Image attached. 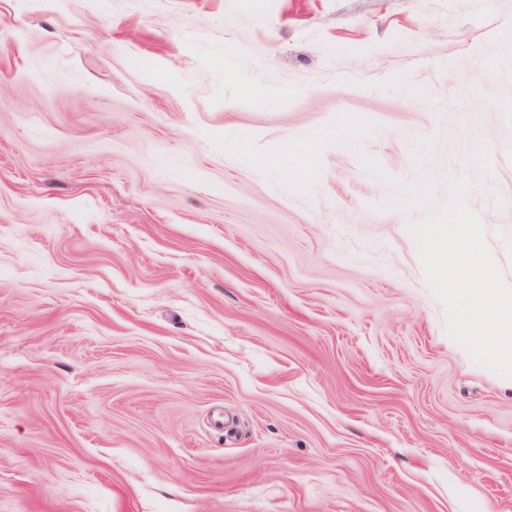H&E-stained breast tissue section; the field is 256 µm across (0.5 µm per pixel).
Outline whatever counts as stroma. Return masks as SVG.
I'll return each instance as SVG.
<instances>
[{
    "label": "stroma",
    "instance_id": "1",
    "mask_svg": "<svg viewBox=\"0 0 512 512\" xmlns=\"http://www.w3.org/2000/svg\"><path fill=\"white\" fill-rule=\"evenodd\" d=\"M512 0H0V512H512Z\"/></svg>",
    "mask_w": 512,
    "mask_h": 512
}]
</instances>
